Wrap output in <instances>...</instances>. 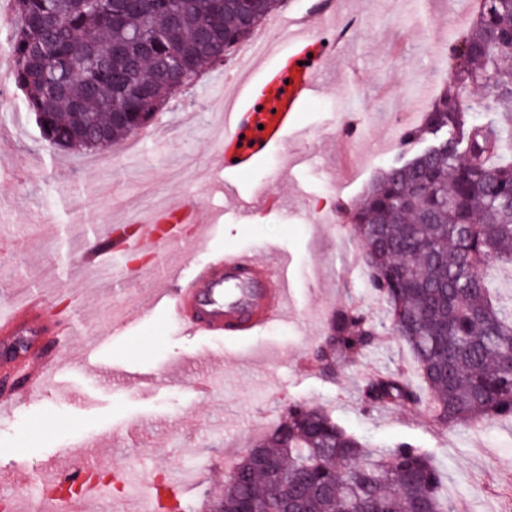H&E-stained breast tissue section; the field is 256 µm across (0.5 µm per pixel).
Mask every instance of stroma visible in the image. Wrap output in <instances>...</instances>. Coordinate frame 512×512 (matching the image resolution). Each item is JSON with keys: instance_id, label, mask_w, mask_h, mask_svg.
Masks as SVG:
<instances>
[{"instance_id": "obj_1", "label": "stroma", "mask_w": 512, "mask_h": 512, "mask_svg": "<svg viewBox=\"0 0 512 512\" xmlns=\"http://www.w3.org/2000/svg\"><path fill=\"white\" fill-rule=\"evenodd\" d=\"M347 2L335 24L314 32L323 52L340 58L341 73L300 112L299 136L242 177L232 156L218 153L222 106L233 87L281 63L287 44L277 38L263 62L244 67L225 56L131 143L91 154L47 150L21 93L0 102V176L11 182L0 194V307L24 289L40 291L48 309L15 333L28 351L12 372L11 390L23 399L0 412V499L43 512L44 481L65 462H90L111 478L112 494L90 500L87 512H215L225 460H240L289 406L305 404L371 447L430 453L455 512H512V420L448 430L425 411L373 408L361 396L368 377L409 374L414 362L370 284L347 214L383 169L423 149L400 143V128L421 124L418 91L437 94L449 76L451 55L434 42L456 43L450 19L462 0ZM187 102L188 124L180 112ZM301 150L312 163L294 164ZM218 165L279 205L202 225L191 254L174 248L160 262L199 268L230 250L259 257L277 248L290 262L291 307L286 320L247 334L192 336L150 301L155 290L187 287L188 277L142 280L109 257L111 278L98 285L84 227L106 235L115 224L134 226L138 209L161 206L176 190L192 193L203 213L222 209L223 197L197 178ZM134 306L140 318L113 334V320ZM345 309L372 320L376 336L359 361L337 363L330 376L318 353L333 314ZM61 318L71 329L63 343L55 336ZM50 349L61 356L51 386L25 392L27 369ZM210 377L214 388L198 390Z\"/></svg>"}]
</instances>
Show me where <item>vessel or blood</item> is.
<instances>
[{
    "instance_id": "vessel-or-blood-1",
    "label": "vessel or blood",
    "mask_w": 512,
    "mask_h": 512,
    "mask_svg": "<svg viewBox=\"0 0 512 512\" xmlns=\"http://www.w3.org/2000/svg\"><path fill=\"white\" fill-rule=\"evenodd\" d=\"M329 15L317 20L295 17L282 21L288 31V70L266 72L259 81L247 82L237 90L224 114V148L238 156V170L250 171L274 146L282 144L297 128V116L310 101L321 97L324 74L331 59L325 58L319 67L307 65V45L316 26L327 25ZM211 192L223 195L232 204L234 215L253 216L269 197L241 194L237 185L226 178L210 182ZM199 222V208L189 194H181L163 209H149L138 219L133 238L112 232L113 254L127 251L153 254L161 242L181 244L183 237L172 219ZM288 269L286 254L272 249L266 260H257L245 252H228L214 256L198 272L191 287L176 293L163 294L161 300L178 318L181 327L191 335L220 336L224 331L250 332L288 316ZM43 306L36 296L0 312V334L12 335L21 322L39 321ZM54 351L42 352L37 369L29 370L25 381L29 389L43 386L59 363Z\"/></svg>"
}]
</instances>
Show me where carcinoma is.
<instances>
[{
  "label": "carcinoma",
  "mask_w": 512,
  "mask_h": 512,
  "mask_svg": "<svg viewBox=\"0 0 512 512\" xmlns=\"http://www.w3.org/2000/svg\"><path fill=\"white\" fill-rule=\"evenodd\" d=\"M11 0V81L46 146L93 152L137 133L114 112H157L174 94L159 64L211 31L237 45L274 12L276 0ZM183 14L173 21L171 11ZM153 36L142 53L140 36ZM512 0H480L454 56L448 84L406 136L447 133L431 155L390 166L352 216L372 287L388 303L394 332L411 349L428 399L403 376L377 374L362 398L381 408L427 404L441 427L479 428L512 417V303L484 277L512 265ZM148 89L129 94L128 82ZM368 318L336 313L319 354L357 362L372 344ZM274 461L266 468L255 461ZM223 512H454L434 459L416 448H370L322 409L294 405L255 451L240 459Z\"/></svg>",
  "instance_id": "carcinoma-1"
}]
</instances>
